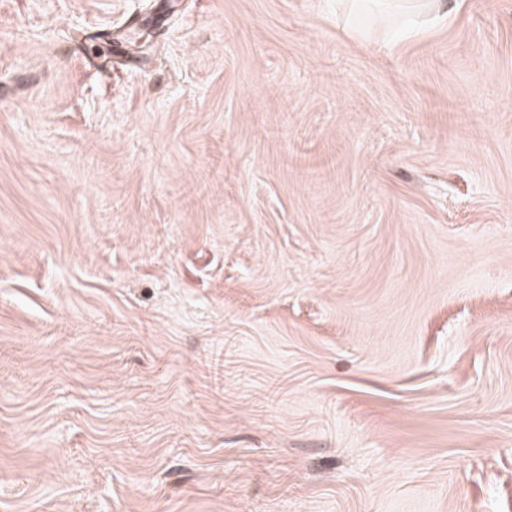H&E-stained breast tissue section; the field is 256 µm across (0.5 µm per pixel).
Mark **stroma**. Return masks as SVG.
Masks as SVG:
<instances>
[{"mask_svg":"<svg viewBox=\"0 0 512 512\" xmlns=\"http://www.w3.org/2000/svg\"><path fill=\"white\" fill-rule=\"evenodd\" d=\"M0 0V512H512V0Z\"/></svg>","mask_w":512,"mask_h":512,"instance_id":"35a3bbf8","label":"stroma"}]
</instances>
